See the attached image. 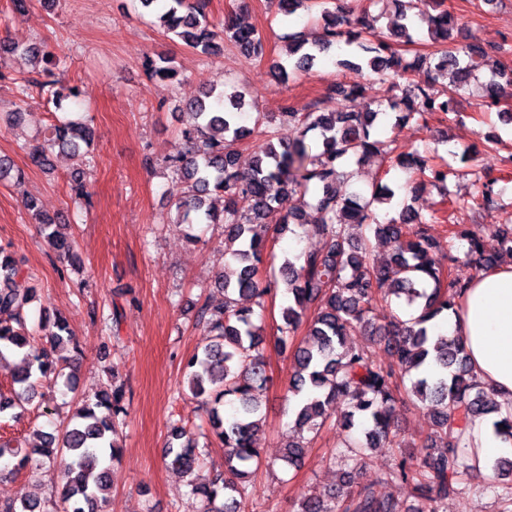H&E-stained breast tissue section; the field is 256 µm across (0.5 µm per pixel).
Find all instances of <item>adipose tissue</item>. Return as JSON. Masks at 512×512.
<instances>
[{
	"mask_svg": "<svg viewBox=\"0 0 512 512\" xmlns=\"http://www.w3.org/2000/svg\"><path fill=\"white\" fill-rule=\"evenodd\" d=\"M435 331L462 341L481 380L500 401L512 400V262L475 277L458 311L439 320ZM470 434L483 473L498 457L512 455V438L497 432L492 418L476 419Z\"/></svg>",
	"mask_w": 512,
	"mask_h": 512,
	"instance_id": "obj_1",
	"label": "adipose tissue"
}]
</instances>
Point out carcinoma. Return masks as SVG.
I'll return each instance as SVG.
<instances>
[{
  "instance_id": "obj_1",
  "label": "carcinoma",
  "mask_w": 512,
  "mask_h": 512,
  "mask_svg": "<svg viewBox=\"0 0 512 512\" xmlns=\"http://www.w3.org/2000/svg\"><path fill=\"white\" fill-rule=\"evenodd\" d=\"M152 10L159 27L180 39L203 56L224 52V42L241 52L261 58L266 41L255 28L230 18L219 31L209 19V0H139ZM313 0H277L285 17L308 8ZM400 7L388 22L389 33L378 26L380 16L365 7L354 19L344 12L322 10L320 27L287 35L291 68L278 63L277 75L311 70L322 56L342 42L347 57L336 65L349 70L363 68L384 83L390 78L406 82L400 97L387 101L400 121H423L431 112L448 116L456 113L455 100H444L430 88L414 83L412 73L425 66L435 77H452V83L464 87L480 80V72L489 73L484 83L487 103L501 102L503 85H512V70H506L491 52L480 46H458L450 41L457 18L444 8V0H397ZM428 24L436 52L406 60L400 46L413 42L418 21ZM18 56L31 61L33 76L27 83L45 88L49 83L39 76L60 67L61 60L33 43L19 46L0 40V59ZM147 70L162 83L176 78L177 70L167 57L150 59ZM246 92L238 88L203 96L184 107L187 120L181 131L183 147L166 160L171 173L188 184L187 195L176 204L173 223L194 228L196 224L224 225V241L238 268L218 279L224 289V305L204 306L200 320L210 342L194 353L185 364L187 387L197 398L205 397L208 421L215 438L224 446V480L207 486L191 485L190 494L201 497L200 512H242L262 464L255 437L264 425L260 393L269 381L261 326L253 321L254 311L238 307L243 298L255 299L264 308L265 298L282 288L288 305L282 308L277 343L285 348L302 324H307L304 339L293 354L294 370L288 386L293 398L292 415L297 439L288 442L282 461L299 467L308 451L304 433L319 430L342 403L339 417L346 432L343 442L349 452L363 453L369 448L401 447L395 422V394L401 384L410 382L407 392L417 401L435 408L431 441L440 451L423 455L416 462L401 457L390 478L412 485L415 505L408 512H442L448 498L460 491L461 476L473 469L476 454L467 429L480 416L495 414V426L512 437V405H494L489 390L472 368L464 347L443 335H434L430 322L457 310L471 283L454 275L441 256L465 244L463 258H454L480 271L492 269L499 256L512 257V226L497 224L494 232L499 253L485 251L482 224H452L444 243L429 234L435 221L419 215L413 206L402 207L397 216L385 221L378 217L379 206L389 204L396 190L378 183L368 193L341 194L337 186L349 182L353 172L344 168L348 158L357 165L385 153V142L372 135L380 112H322L318 103L302 107L288 104L281 117L300 130L301 138L285 143L276 140V131L260 132L253 166L238 168L239 145L255 133L241 125ZM92 118L65 120L42 139L26 148L31 163L48 169L55 149L68 150L78 161L72 175V190L78 200L89 201L85 168L93 163L90 155ZM314 132L319 147L313 152L305 143ZM396 165L426 176L449 196L451 165L430 166L416 153L397 158ZM474 190L471 207L492 210L498 206L493 191L497 179L478 170L472 172ZM224 197V209L217 214L205 207L210 194ZM299 197L298 204L279 216L278 227L271 230L268 216L278 212L285 194ZM25 205L43 229L47 242L59 256L70 254L72 243L52 228L54 221L40 212L36 197ZM311 209L320 219L310 232L321 241L315 251L299 252L284 259L281 280L263 275L260 264L274 235L303 226L302 217ZM353 225L368 231L364 237L350 233ZM384 240L390 258L374 263L369 260L370 237ZM22 273L17 263L0 248V360L6 354L21 356L19 370L10 395L0 394V413L20 415L36 397V379L57 372L55 355L72 342L64 319L28 322L32 290L11 287ZM411 310L410 318L377 325L380 309L392 299ZM362 330L370 341L381 336L387 358L379 360L368 346L347 345L348 336ZM127 407L120 385L112 393L94 399H80L58 435L42 434V442L23 448L11 441H0V460L8 459L13 470H41L57 459L64 460L65 483L61 490L63 512H101L109 489L105 461L118 459V428L124 425ZM198 444L183 426L170 431L165 458L180 473L190 476L200 462ZM0 512H52L41 501L24 500L20 504L0 503ZM297 512H395L392 503L370 486H360L345 499L336 492L319 493L300 499Z\"/></svg>"
}]
</instances>
